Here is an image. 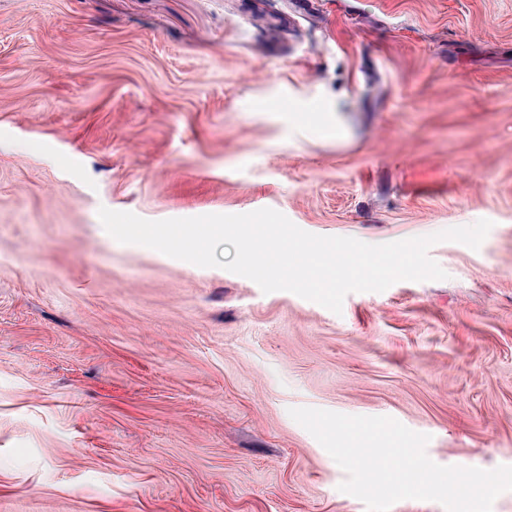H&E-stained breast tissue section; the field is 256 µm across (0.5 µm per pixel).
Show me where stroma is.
<instances>
[{
  "label": "stroma",
  "instance_id": "obj_1",
  "mask_svg": "<svg viewBox=\"0 0 512 512\" xmlns=\"http://www.w3.org/2000/svg\"><path fill=\"white\" fill-rule=\"evenodd\" d=\"M103 206L493 226L336 314ZM292 407L512 466V0H0V512H367Z\"/></svg>",
  "mask_w": 512,
  "mask_h": 512
}]
</instances>
